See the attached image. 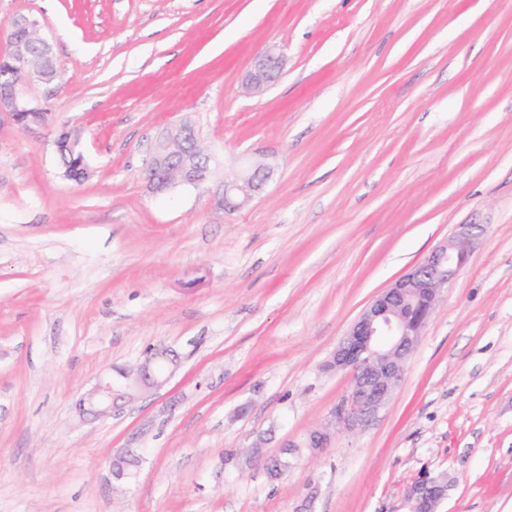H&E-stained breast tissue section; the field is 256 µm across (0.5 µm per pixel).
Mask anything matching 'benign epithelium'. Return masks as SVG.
<instances>
[{"instance_id":"1","label":"benign epithelium","mask_w":512,"mask_h":512,"mask_svg":"<svg viewBox=\"0 0 512 512\" xmlns=\"http://www.w3.org/2000/svg\"><path fill=\"white\" fill-rule=\"evenodd\" d=\"M9 27L23 35L8 38L9 50L0 56V67L14 70L21 77L0 82V112L9 114L29 133L49 131L53 126L45 115L50 110L34 102L29 89L36 81L50 85L57 80L51 46L34 16L16 17ZM283 67V53L268 47L253 56L241 86L247 94L259 96L279 81ZM198 143V131L189 122L164 131L143 169L147 189L156 195L209 182L211 157L197 151ZM273 174V165L259 163L224 177V211L235 212L246 206ZM486 231L485 224L457 225L452 236L383 289L354 320L329 361L331 368L351 374L349 388L325 422L311 431L306 447L314 451L330 447L336 431L362 427L387 405L448 282L467 264L470 247ZM176 361L177 355L171 350L147 348L135 367L99 377L76 403V412L82 417L112 415L118 402H131L142 393L163 388ZM447 491L444 477L424 474L406 487L400 508L402 512H438Z\"/></svg>"}]
</instances>
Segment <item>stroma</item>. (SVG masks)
Listing matches in <instances>:
<instances>
[{
  "instance_id": "stroma-1",
  "label": "stroma",
  "mask_w": 512,
  "mask_h": 512,
  "mask_svg": "<svg viewBox=\"0 0 512 512\" xmlns=\"http://www.w3.org/2000/svg\"><path fill=\"white\" fill-rule=\"evenodd\" d=\"M20 14L61 70L30 95L93 175L0 116V512H386L425 471L440 512H512V0H0V52ZM272 45L280 81L243 95ZM183 120L212 179L153 196L141 171ZM256 156L272 180L225 212ZM459 224L487 231L392 400L310 452L350 383L325 368L339 341ZM150 346L180 356L166 386L80 419ZM122 448L144 461L120 495Z\"/></svg>"
}]
</instances>
